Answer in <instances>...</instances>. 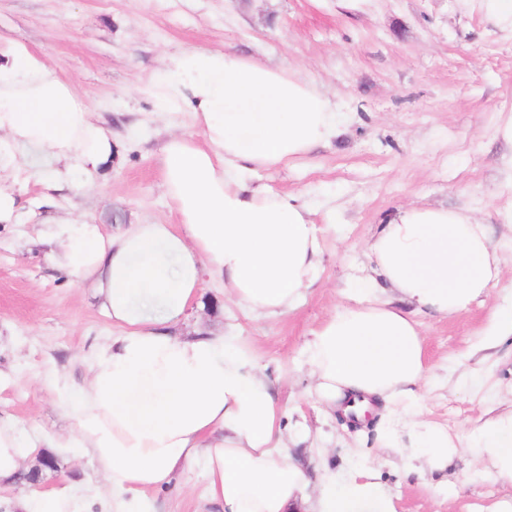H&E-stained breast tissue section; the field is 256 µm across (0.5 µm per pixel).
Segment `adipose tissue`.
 <instances>
[{"instance_id":"obj_1","label":"adipose tissue","mask_w":512,"mask_h":512,"mask_svg":"<svg viewBox=\"0 0 512 512\" xmlns=\"http://www.w3.org/2000/svg\"><path fill=\"white\" fill-rule=\"evenodd\" d=\"M512 39V0H456ZM161 113L191 110L199 130L169 135L163 187L177 225L136 224L108 234L59 220L51 228L62 270L89 285L122 333L84 358L88 380L65 401L75 425L55 448H79L112 484L113 512H146L143 494L176 471L201 468L208 512H396L371 466L323 468L316 483L289 452L283 411L254 353L206 330L179 337L204 277L259 317L294 309L319 278L322 244L313 208L254 183L286 169L339 129L340 105L319 81L232 51L189 48L155 76ZM47 157L37 166L29 154ZM114 156L112 131L70 84L28 47L0 45V172H25L46 190L82 175L95 184ZM367 274L349 276L340 305L302 356L319 402L364 413L381 401V446L442 470L466 448L512 483V411L451 436L420 420L430 370L416 316L466 310L498 282L487 227L469 211L403 206L367 246ZM36 448L17 421H0V486L13 485ZM18 512H83L72 486L30 489Z\"/></svg>"}]
</instances>
